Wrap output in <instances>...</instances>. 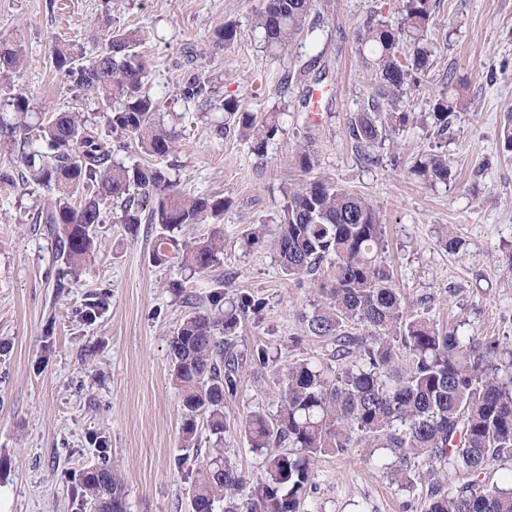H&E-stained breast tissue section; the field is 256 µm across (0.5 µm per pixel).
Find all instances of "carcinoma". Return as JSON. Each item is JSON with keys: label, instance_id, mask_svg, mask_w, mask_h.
I'll return each instance as SVG.
<instances>
[{"label": "carcinoma", "instance_id": "cac0c4a2", "mask_svg": "<svg viewBox=\"0 0 512 512\" xmlns=\"http://www.w3.org/2000/svg\"><path fill=\"white\" fill-rule=\"evenodd\" d=\"M320 0H266L254 19L264 43L285 50L315 31ZM400 21L375 13L354 32L356 52L371 66L383 92L402 97L419 86L433 53L428 33L434 26L433 0H399ZM138 32L111 33L88 57L70 45L54 49L56 76L75 96L107 104L99 119L80 112L55 111L31 121L29 94L11 91L23 69L20 46L0 41V143L21 177L50 192L47 208L36 219L53 226L58 254L75 272L95 257L101 205L110 202L131 235L142 224L159 226L150 259H176L184 279L167 287L189 308L169 342L171 372L182 396L185 447L196 446V419L224 440L231 420L224 401L236 396L242 353L231 336L240 323L257 316L264 301L253 295L226 299L224 281L213 283L207 303L197 301L186 282L210 274L224 263V236L217 228L193 241L179 239L191 224H218L225 200L185 193L168 169L147 161L127 164L118 158L130 148L151 157L177 149L179 133L165 123L160 100L144 89L145 66L136 46ZM208 80L191 75L184 98L208 95ZM463 108L443 90L430 117L436 138L448 133V119ZM226 122L217 132L234 129L264 158L281 129L282 112L263 119L224 100ZM411 113L388 110L373 98L349 122V135L365 149V159ZM429 185L452 178L448 157L431 154L415 165ZM271 245L284 275L317 280L322 300L306 317L310 335L329 341L327 359L308 358L283 372L276 410L254 412L240 428L263 455L248 512H311L316 462L369 446L390 450L399 478L426 484V512H512V487L488 485L482 475L512 458V348L458 329L439 330L428 319L409 314L403 292L383 256L382 225L363 197L314 180L288 189ZM192 512H238L232 490L242 482L215 447L195 454ZM457 482L448 485V472ZM92 512H124L119 480L107 467L82 479Z\"/></svg>", "mask_w": 512, "mask_h": 512}]
</instances>
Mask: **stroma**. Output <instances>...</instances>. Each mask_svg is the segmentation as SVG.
I'll list each match as a JSON object with an SVG mask.
<instances>
[{
    "label": "stroma",
    "mask_w": 512,
    "mask_h": 512,
    "mask_svg": "<svg viewBox=\"0 0 512 512\" xmlns=\"http://www.w3.org/2000/svg\"><path fill=\"white\" fill-rule=\"evenodd\" d=\"M397 3L330 0L316 40L297 41L285 53L267 49L254 26L264 0H0V39L23 49L17 86L49 112L90 116L103 107L58 80L55 44L91 53L111 32H139L150 91L180 133L170 175L188 193L225 198L227 292L266 302L235 338L242 350L263 345L269 359L263 368L244 365L236 396L224 404L231 420L274 410L286 367L331 350L304 321L321 300L316 283L286 279L269 242H242L251 225H275L295 183L325 180L374 206L408 310L512 345V151L504 140L512 113V0H436L430 68L400 103L417 121L377 145L379 161L370 164L348 132L377 85L355 52L353 32L374 10L396 18ZM227 23L237 28L235 41L215 45ZM315 54L322 71L281 87L293 56ZM193 72L208 77V101L176 96ZM449 86L464 107L441 141L425 118ZM307 94L316 111L301 107ZM229 96L260 115L283 113L265 158L236 131L211 135ZM303 140L314 160L307 173L287 160ZM439 150L457 178L424 184L411 167ZM46 200L42 188L0 184V272L10 279L0 288V512H89L82 476L102 465L122 478L124 512H190L184 412L168 351L185 314L167 286L177 271L152 263L154 226L129 235L108 205L94 261L64 275L49 225L34 221ZM449 233L460 241L453 252L443 244ZM224 454L245 477L233 495L247 505L263 457L236 428L224 434ZM392 460L388 450L370 447L321 458L312 512H424V486L402 487L388 468Z\"/></svg>",
    "instance_id": "stroma-1"
}]
</instances>
